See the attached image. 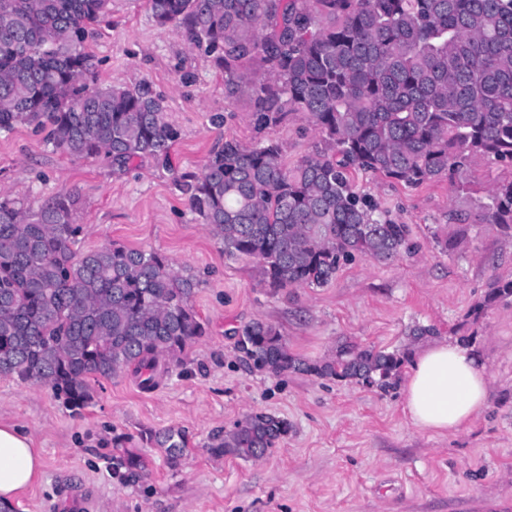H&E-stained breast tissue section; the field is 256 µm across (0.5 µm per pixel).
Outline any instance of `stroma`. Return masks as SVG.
<instances>
[{"mask_svg":"<svg viewBox=\"0 0 512 512\" xmlns=\"http://www.w3.org/2000/svg\"><path fill=\"white\" fill-rule=\"evenodd\" d=\"M101 85L150 86L164 99L178 139L168 161L134 159L119 170L103 159L56 152L20 126L0 133V194L38 209L74 195L76 243L155 249L199 278L193 304L206 333L154 391L132 373L94 382L92 405L76 415L44 385L0 377V423L40 449L37 483L13 512H512V301L490 302L494 279H512V230L493 223V184L512 164L473 160L460 175L407 188L379 175H353L388 219L409 227L411 250L390 263L356 257L322 288L273 290L249 257H226L180 187L200 174L224 141H278L289 165L320 137L304 113L257 131L243 100L226 97L224 73L175 26H160L146 0H112L88 32ZM274 325L290 352L315 362L342 342L411 355L413 328L464 341L489 380L485 409L466 428L436 435L415 427L401 390L249 368L235 328ZM287 420L288 435L258 459L215 455L210 445L245 415ZM185 432L177 466L145 433ZM129 436L147 468L135 483L112 470V438Z\"/></svg>","mask_w":512,"mask_h":512,"instance_id":"stroma-1","label":"stroma"}]
</instances>
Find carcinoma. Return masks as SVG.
Segmentation results:
<instances>
[{
	"mask_svg": "<svg viewBox=\"0 0 512 512\" xmlns=\"http://www.w3.org/2000/svg\"><path fill=\"white\" fill-rule=\"evenodd\" d=\"M110 0H0V131L26 125L57 151L104 156L117 169L167 160L177 139L149 87L97 86L89 27ZM161 26L182 28L215 55L224 92L245 96L259 129L302 112L323 147L288 168L282 145L226 141L187 183L190 209L224 254L259 264L274 289L320 288L357 256L388 263L407 249L408 226L357 191L361 169L420 186L460 173L478 156L512 163V0H148ZM75 200L59 194L35 213L0 197V376L51 387L71 411L94 401L91 381L132 371L153 389L205 327L193 306L199 281L154 249L114 243L77 252ZM493 222L512 225V180L491 187ZM257 370L309 373L379 390L404 356L340 347L309 362L275 326L234 330ZM288 421L246 415L211 444L215 454L259 458ZM174 466L188 448L176 429L149 434ZM113 470L141 477V455Z\"/></svg>",
	"mask_w": 512,
	"mask_h": 512,
	"instance_id": "1",
	"label": "carcinoma"
}]
</instances>
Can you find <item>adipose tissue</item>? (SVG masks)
Returning <instances> with one entry per match:
<instances>
[{"label":"adipose tissue","mask_w":512,"mask_h":512,"mask_svg":"<svg viewBox=\"0 0 512 512\" xmlns=\"http://www.w3.org/2000/svg\"><path fill=\"white\" fill-rule=\"evenodd\" d=\"M404 410L416 427L453 433L469 424L486 405L488 377L478 358L456 342L426 344L411 356L404 387ZM41 455L32 437L0 423V512L41 471Z\"/></svg>","instance_id":"obj_1"}]
</instances>
